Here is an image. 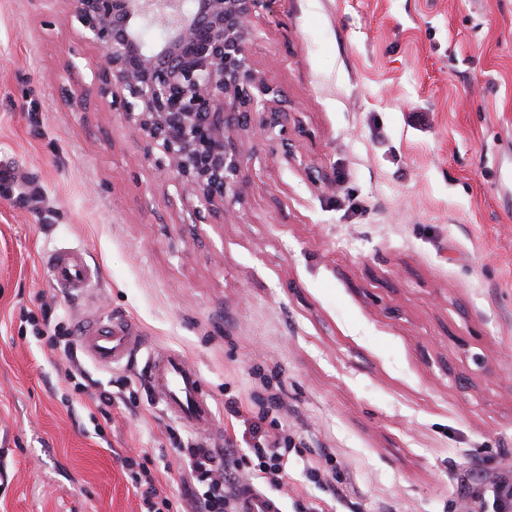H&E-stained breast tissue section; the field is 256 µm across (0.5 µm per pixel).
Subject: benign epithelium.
Returning <instances> with one entry per match:
<instances>
[{
  "mask_svg": "<svg viewBox=\"0 0 512 512\" xmlns=\"http://www.w3.org/2000/svg\"><path fill=\"white\" fill-rule=\"evenodd\" d=\"M272 2L192 0L189 10L183 0L75 2L82 37L102 55L100 93L145 140V157L200 203L197 220L213 211L235 222L245 165L239 134L273 139L288 122L251 53L253 14ZM156 22L165 36L148 47L140 32Z\"/></svg>",
  "mask_w": 512,
  "mask_h": 512,
  "instance_id": "1",
  "label": "benign epithelium"
}]
</instances>
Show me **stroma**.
<instances>
[{
  "mask_svg": "<svg viewBox=\"0 0 512 512\" xmlns=\"http://www.w3.org/2000/svg\"><path fill=\"white\" fill-rule=\"evenodd\" d=\"M74 5L0 0V512H141L120 463L138 453L179 499L187 441L236 448L250 481L262 408L292 449L284 512H468L512 484V0L259 7L253 58L297 153L241 135L236 224L195 223L145 158ZM74 247L92 289L44 268ZM107 318L138 331L132 360L59 348ZM165 353L198 370L210 434L167 412ZM484 502L490 503L493 508H502L506 506L508 498H511L512 505V486H506L503 483H486L483 491L478 495Z\"/></svg>",
  "mask_w": 512,
  "mask_h": 512,
  "instance_id": "obj_1",
  "label": "stroma"
}]
</instances>
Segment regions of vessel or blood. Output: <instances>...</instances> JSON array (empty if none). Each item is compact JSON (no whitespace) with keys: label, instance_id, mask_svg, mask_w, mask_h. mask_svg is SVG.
<instances>
[{"label":"vessel or blood","instance_id":"b4317fda","mask_svg":"<svg viewBox=\"0 0 512 512\" xmlns=\"http://www.w3.org/2000/svg\"><path fill=\"white\" fill-rule=\"evenodd\" d=\"M45 264L52 279L62 287L86 289L94 285L91 269L81 250L51 251ZM139 343L131 325L112 320L91 322L82 329L80 336L85 354L106 368L123 361ZM153 381L176 419L200 432L211 427L214 412L195 368L178 355L160 356L154 361ZM240 512H279V505L262 494L248 491L240 499Z\"/></svg>","mask_w":512,"mask_h":512}]
</instances>
